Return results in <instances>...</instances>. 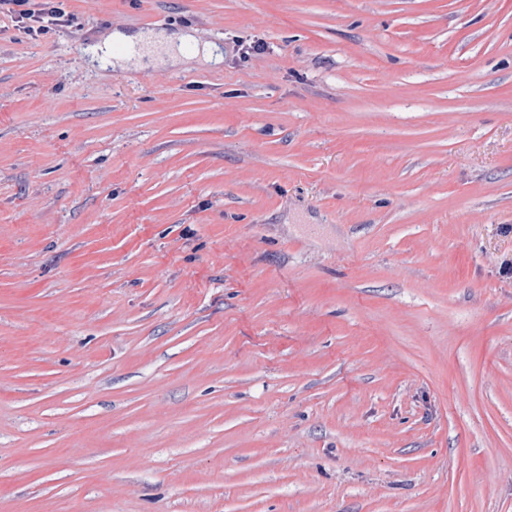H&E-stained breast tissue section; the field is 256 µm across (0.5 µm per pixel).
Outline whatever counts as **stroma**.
<instances>
[{
    "label": "stroma",
    "instance_id": "stroma-1",
    "mask_svg": "<svg viewBox=\"0 0 512 512\" xmlns=\"http://www.w3.org/2000/svg\"><path fill=\"white\" fill-rule=\"evenodd\" d=\"M63 7L0 11V512H512V0Z\"/></svg>",
    "mask_w": 512,
    "mask_h": 512
}]
</instances>
